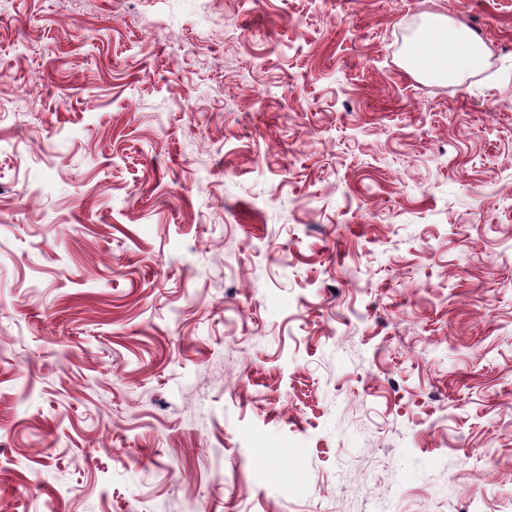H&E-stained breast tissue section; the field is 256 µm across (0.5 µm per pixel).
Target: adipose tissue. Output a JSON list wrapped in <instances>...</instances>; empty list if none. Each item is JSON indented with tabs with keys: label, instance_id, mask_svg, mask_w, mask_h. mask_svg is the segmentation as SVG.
Here are the masks:
<instances>
[{
	"label": "adipose tissue",
	"instance_id": "ef3b65f1",
	"mask_svg": "<svg viewBox=\"0 0 512 512\" xmlns=\"http://www.w3.org/2000/svg\"><path fill=\"white\" fill-rule=\"evenodd\" d=\"M486 61L483 42L445 16L430 21L403 59L407 68L422 77L448 83L481 69Z\"/></svg>",
	"mask_w": 512,
	"mask_h": 512
}]
</instances>
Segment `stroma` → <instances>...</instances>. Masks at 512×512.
I'll return each instance as SVG.
<instances>
[{"label":"stroma","mask_w":512,"mask_h":512,"mask_svg":"<svg viewBox=\"0 0 512 512\" xmlns=\"http://www.w3.org/2000/svg\"><path fill=\"white\" fill-rule=\"evenodd\" d=\"M0 69V512H512V0H0ZM486 61L483 42L447 16H435L403 59L407 68L422 77L448 83L481 69Z\"/></svg>","instance_id":"obj_1"}]
</instances>
